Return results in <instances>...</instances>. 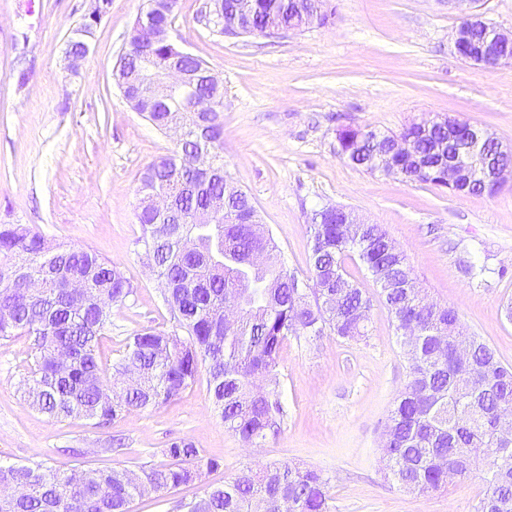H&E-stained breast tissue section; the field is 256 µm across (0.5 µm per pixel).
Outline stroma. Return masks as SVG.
Segmentation results:
<instances>
[{
	"instance_id": "stroma-1",
	"label": "stroma",
	"mask_w": 512,
	"mask_h": 512,
	"mask_svg": "<svg viewBox=\"0 0 512 512\" xmlns=\"http://www.w3.org/2000/svg\"><path fill=\"white\" fill-rule=\"evenodd\" d=\"M143 2L112 0L88 55L74 64L66 45L95 0H0V225L25 224L95 250L131 279L134 294L113 309L101 341L106 366L142 328L174 326L161 282L141 256L136 213L142 172L172 153L176 136L134 112L112 77ZM205 3L177 0L172 27L224 84V169L289 270L309 274L313 211L345 207L381 225L426 298L455 307L464 328L512 366V178L492 196L455 195L363 171L336 141L344 126L396 132L447 117L512 147V64L489 69L451 51L469 10L512 31V0H332L328 25L283 40L213 32L199 20ZM466 255L486 274L461 270ZM346 268L373 299L369 332L288 341L279 372L286 414L260 446H247L217 418L204 367L178 400L109 426L53 421L24 397L22 336L0 344V458L67 474L136 471L165 463L162 448L185 438L219 461L208 478L216 486L287 461L329 477L332 512H474L483 466L426 496L385 478L383 428L410 378L409 360L376 284L354 261ZM114 436L125 440L122 455L107 452Z\"/></svg>"
}]
</instances>
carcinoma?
I'll return each instance as SVG.
<instances>
[{"instance_id": "1", "label": "carcinoma", "mask_w": 512, "mask_h": 512, "mask_svg": "<svg viewBox=\"0 0 512 512\" xmlns=\"http://www.w3.org/2000/svg\"><path fill=\"white\" fill-rule=\"evenodd\" d=\"M247 28L240 35L269 29L288 34L303 30L295 21L291 0H250ZM172 13L157 12L158 37L144 45L132 28L128 66L144 57L156 69L172 61L174 47L164 33ZM170 112H178L187 130L169 155L142 174L140 193L161 191L178 202L186 215L224 198L218 224L197 229L198 248L177 246L145 252L164 281L163 300L175 329L146 328L134 334L111 371L104 370L97 350L111 324L112 308L134 294V287L112 262L83 247L53 243L23 224L0 225V308L15 313V322H0V341L24 336L29 341L27 400L56 421L85 417L109 424L132 411L171 403L195 381L199 365L209 366V390L224 427L247 445H257L277 429L284 416L281 393L256 392L257 378L277 380L280 352L291 337L319 335L328 329L352 340L367 332L372 300L348 276L345 259L356 260L380 287L379 297L406 347L410 380L387 417L395 431L385 449L386 476L404 490L427 495L447 490L448 471L468 476L478 460L486 462V489L475 512H512V456L504 459L494 440L492 416L512 409V367L503 365L481 338L461 329L455 309L421 297L418 289L400 287L412 269L403 251L378 224H345L334 206L314 211L311 224L310 274L307 280L288 270L278 258L272 236L263 231L248 195L224 172V127L217 112L201 119L191 99L152 106L144 116L162 129ZM416 142V156L393 159V174L411 182L438 184L437 170L420 169L435 144L448 137V127L429 132L417 126L402 129ZM336 138L352 165L373 172L370 158L389 149L392 135L349 126ZM208 148L214 172L190 186L185 178L194 163V149ZM454 193L492 195L495 189L473 181L449 187ZM139 242L146 247L175 224H161L139 206ZM62 273L85 279L93 301L71 296L54 279L40 293L16 280L17 267L39 272L51 261ZM314 301H309V298ZM470 344L468 361L448 366L440 351ZM135 370L138 385H125ZM168 463L135 473L128 469H89L81 481L42 464L22 465L0 459V490L24 485L22 499L0 498V512H132L134 501L150 489L168 494L196 483L199 495L177 502L186 512H277L287 499L292 512H330L328 479L315 469L286 461L258 472L247 469L221 486L205 483L219 468L217 460L186 439L161 449Z\"/></svg>"}]
</instances>
